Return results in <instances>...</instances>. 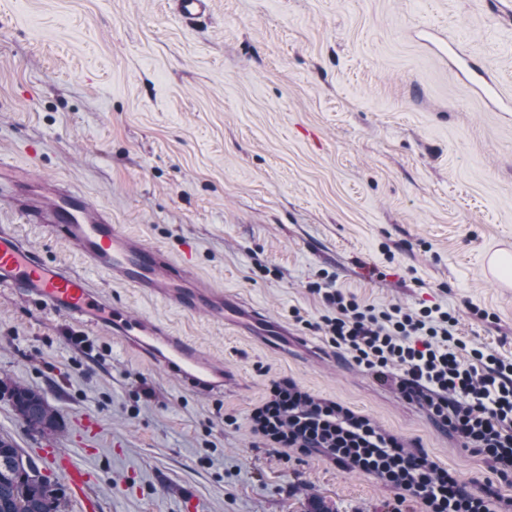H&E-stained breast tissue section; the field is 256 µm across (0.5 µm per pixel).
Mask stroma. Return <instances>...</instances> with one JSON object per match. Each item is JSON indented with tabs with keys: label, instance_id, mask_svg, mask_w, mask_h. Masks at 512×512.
<instances>
[{
	"label": "stroma",
	"instance_id": "obj_1",
	"mask_svg": "<svg viewBox=\"0 0 512 512\" xmlns=\"http://www.w3.org/2000/svg\"><path fill=\"white\" fill-rule=\"evenodd\" d=\"M430 29L482 66L497 101L425 42ZM501 99L512 100V12L497 0H211L191 26L173 0H0V153L79 188L188 258L189 276L308 341L239 335L97 277L115 304L193 337L235 375L204 394L0 288V378L44 392L64 425L33 433L1 397L0 436L93 470L101 512H308L315 497L333 512H385L395 491L380 480L260 447L247 414L285 376L462 479L488 477L480 456L303 323L327 312L308 289L326 272L380 308L442 305L462 335L512 358V287L487 273L491 254L512 252ZM0 224L77 264L5 202ZM84 416L99 424L85 446Z\"/></svg>",
	"mask_w": 512,
	"mask_h": 512
}]
</instances>
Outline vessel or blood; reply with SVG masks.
Masks as SVG:
<instances>
[{"instance_id": "obj_1", "label": "vessel or blood", "mask_w": 512, "mask_h": 512, "mask_svg": "<svg viewBox=\"0 0 512 512\" xmlns=\"http://www.w3.org/2000/svg\"><path fill=\"white\" fill-rule=\"evenodd\" d=\"M176 10L180 20L191 25L209 12L210 0H176ZM1 198L24 223L40 225L73 247L83 266L44 260L14 225L0 224V288L19 291L41 310L106 329L127 349L178 374L190 388L220 392L229 377L223 365L190 337L158 321L130 319L110 293L97 289L87 270L181 311L207 312L211 319L248 335L288 339L286 327L209 280L186 278L165 250L114 223L111 213L92 204L82 191L52 179L31 185L26 167L0 157ZM40 455L48 471L63 474L79 512H98L97 499L87 493L91 471L50 447L41 449Z\"/></svg>"}]
</instances>
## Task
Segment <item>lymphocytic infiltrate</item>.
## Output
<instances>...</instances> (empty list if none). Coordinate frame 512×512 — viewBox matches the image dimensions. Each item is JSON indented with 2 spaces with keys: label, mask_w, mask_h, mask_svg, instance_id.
Returning a JSON list of instances; mask_svg holds the SVG:
<instances>
[{
  "label": "lymphocytic infiltrate",
  "mask_w": 512,
  "mask_h": 512,
  "mask_svg": "<svg viewBox=\"0 0 512 512\" xmlns=\"http://www.w3.org/2000/svg\"><path fill=\"white\" fill-rule=\"evenodd\" d=\"M309 289L328 309L311 330L482 456L493 477L480 486L463 480L416 442L288 377L270 380L249 413L263 447L315 454L378 478L397 492L387 512H512V359L461 336L457 318L440 305H366L328 275Z\"/></svg>",
  "instance_id": "lymphocytic-infiltrate-1"
}]
</instances>
